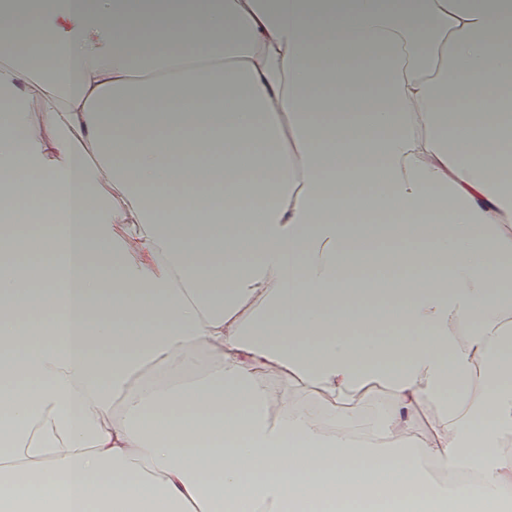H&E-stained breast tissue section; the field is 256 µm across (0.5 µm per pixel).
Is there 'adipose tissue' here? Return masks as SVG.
Masks as SVG:
<instances>
[{
    "mask_svg": "<svg viewBox=\"0 0 512 512\" xmlns=\"http://www.w3.org/2000/svg\"><path fill=\"white\" fill-rule=\"evenodd\" d=\"M0 11V512L512 504V0Z\"/></svg>",
    "mask_w": 512,
    "mask_h": 512,
    "instance_id": "ef3b65f1",
    "label": "adipose tissue"
}]
</instances>
